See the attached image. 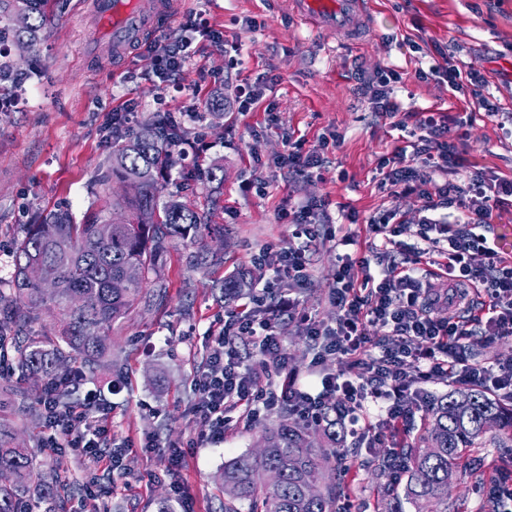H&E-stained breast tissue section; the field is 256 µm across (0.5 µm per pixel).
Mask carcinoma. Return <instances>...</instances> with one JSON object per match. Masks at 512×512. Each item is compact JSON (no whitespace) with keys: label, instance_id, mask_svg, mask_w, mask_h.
<instances>
[{"label":"carcinoma","instance_id":"cac0c4a2","mask_svg":"<svg viewBox=\"0 0 512 512\" xmlns=\"http://www.w3.org/2000/svg\"><path fill=\"white\" fill-rule=\"evenodd\" d=\"M50 7L51 0H0V27L30 51L42 40ZM172 142L157 119L132 136L114 133L100 184L117 179L130 192L103 198L79 224L59 209L24 226L14 251L12 288L0 294V335L9 339L12 373L45 381L92 372L108 354L113 324L140 305L164 302L167 286L159 263L172 239L207 225L204 214L166 195L159 172L173 162ZM113 214L120 221L103 237L98 227ZM32 264L40 265L52 292L28 277ZM129 268L137 269L138 277L124 278ZM44 308L63 317L61 328L48 334L35 328ZM290 416L282 407V419L263 432V445L273 453H242L224 464V512H240L242 505L247 512H336V484H323L315 495L307 484L313 475L342 468L346 458L315 447L308 427ZM492 425L512 430V413L480 389L435 398L429 428L419 437L432 446L399 451L403 488H397L386 461L376 466L386 512H406V506L413 512H448V485L456 473L484 486L480 460L465 449L479 447ZM12 440L9 427L0 428V472L9 474L0 483V512H63L59 473Z\"/></svg>","mask_w":512,"mask_h":512}]
</instances>
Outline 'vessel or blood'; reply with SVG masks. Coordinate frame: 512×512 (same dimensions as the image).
Segmentation results:
<instances>
[{
    "label": "vessel or blood",
    "instance_id": "1",
    "mask_svg": "<svg viewBox=\"0 0 512 512\" xmlns=\"http://www.w3.org/2000/svg\"><path fill=\"white\" fill-rule=\"evenodd\" d=\"M288 5L308 30L334 37L355 33L370 13V0H288ZM97 12L101 27L112 35L118 62L168 16L164 0H98Z\"/></svg>",
    "mask_w": 512,
    "mask_h": 512
}]
</instances>
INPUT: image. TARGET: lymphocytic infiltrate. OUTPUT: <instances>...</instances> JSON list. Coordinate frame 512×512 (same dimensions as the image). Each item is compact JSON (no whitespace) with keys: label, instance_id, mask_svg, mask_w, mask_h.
I'll use <instances>...</instances> for the list:
<instances>
[{"label":"lymphocytic infiltrate","instance_id":"lymphocytic-infiltrate-1","mask_svg":"<svg viewBox=\"0 0 512 512\" xmlns=\"http://www.w3.org/2000/svg\"><path fill=\"white\" fill-rule=\"evenodd\" d=\"M195 32L224 40L206 21L191 20L179 33L148 44L160 93L183 92L181 75ZM358 80L375 115L405 130L394 98L401 74L362 72ZM418 127L416 141L381 159L379 188L391 198L422 199L419 245L403 247L400 237L408 220L398 210H386L368 221L375 237L369 257L356 259L350 252L357 243L354 234H338L325 203L290 206L287 245L260 249L257 256L269 278L259 293L226 310L208 331L210 342L192 378V413L203 424L196 447L221 445L230 422L254 425L262 409L285 405L313 423L335 408L354 447L380 448L385 437L409 433L417 413L429 412L423 386L445 378L512 403V365L470 359L474 337L512 336V260L489 247L483 233L494 211L512 205V178L486 170L463 176L466 163L456 146L462 133L431 115L421 117ZM327 147L323 141L308 149L297 140L275 164L289 178H308L322 168ZM327 239L343 248L328 293L338 312L332 325L298 299L310 281V255ZM426 266L435 269L429 281L422 277ZM287 322L304 332L313 354L304 369L293 372L285 348ZM373 326L381 328V335H370ZM239 336L255 337L258 367L247 364L238 350ZM332 359L338 369L328 368ZM76 385L71 379L43 388L39 403L49 434L42 445L57 456L75 452L87 459L95 471L85 484L87 492L107 497L111 474L126 470L134 444L113 435L96 392L62 403L64 390ZM143 446L160 453L181 512H194L180 480L185 451L177 444L159 445L152 437Z\"/></svg>","mask_w":512,"mask_h":512}]
</instances>
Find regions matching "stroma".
<instances>
[{
	"label": "stroma",
	"instance_id": "35a3bbf8",
	"mask_svg": "<svg viewBox=\"0 0 512 512\" xmlns=\"http://www.w3.org/2000/svg\"><path fill=\"white\" fill-rule=\"evenodd\" d=\"M161 35L204 13L212 28L223 31L224 45L208 36H192L191 57L182 73L185 94L170 99L169 109L195 106L204 114L212 144L202 164L183 160L173 170L170 192L207 215L196 241L175 238L162 265L167 299L157 308L135 309L112 327L111 347L97 371L85 377L81 390H94L109 407L115 434L133 441L157 437L184 444L201 430L191 415V387L207 342L206 331L224 311V279L255 273L256 256L266 246L287 243L289 226L282 209L299 201H325L333 221L342 212L355 213L350 230L357 235L358 256L368 253L366 223L393 208L417 217L423 205L416 197L390 198L380 191L378 164L397 146L389 121L375 118L358 90L357 69H394L402 75L397 92L401 116L415 127L419 113L464 123L469 164L489 167L512 178V0H372L369 26L355 39L334 45L307 31L287 10V0H173ZM93 0H58L36 51L14 55L26 73L22 87L6 95L29 98L28 106L0 111V253L13 251L24 225L57 208L82 220L99 208V196L119 197V182L100 187L103 164L112 152L103 126L112 109L129 99L139 103V119L159 109L152 83L154 60L144 47L135 48L122 66L111 55L92 51L99 38L93 24ZM258 26L245 28V19ZM449 51L452 64L481 76L479 94L454 92L447 84L422 80L419 70L441 63ZM137 73L134 83L125 72ZM270 76L262 99L247 112H208L213 94L230 95L235 86ZM487 97L498 108L489 115L479 102ZM280 116L271 124L265 112ZM337 134L338 147L327 150L328 162L313 177L289 180L275 168L286 139L318 144ZM216 170L206 182L202 168ZM257 175L269 182L257 194L246 180ZM213 258L198 263L201 249ZM336 244L324 242L311 254V281L299 299L335 323L336 310L327 294L336 274ZM41 382L0 379V420L13 422L17 443L37 452L49 468H59L68 504L81 512H159L158 494L169 489L162 462L134 453L129 473L118 477L105 498H87L83 484L90 465L80 457H58L42 450V419L21 408L19 390L36 396ZM270 410L259 424L229 426L223 445L191 448L182 471L195 512H224L219 475L231 458L258 451L263 428L277 423ZM386 454L382 448H352L347 467L335 475L347 500L369 503L371 512H385L376 494L372 471Z\"/></svg>",
	"mask_w": 512,
	"mask_h": 512
}]
</instances>
